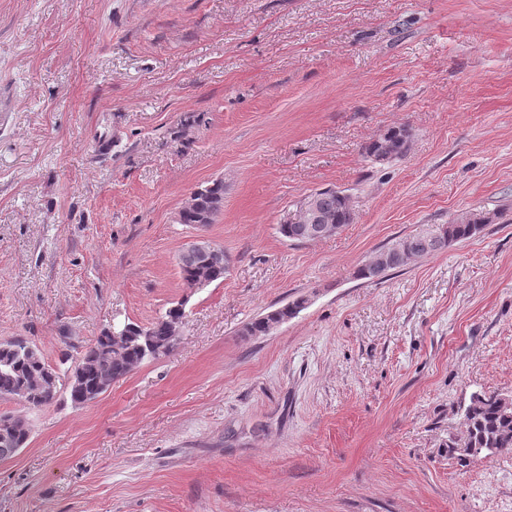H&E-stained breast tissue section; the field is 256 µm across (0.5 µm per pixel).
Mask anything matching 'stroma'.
Wrapping results in <instances>:
<instances>
[{"mask_svg": "<svg viewBox=\"0 0 512 512\" xmlns=\"http://www.w3.org/2000/svg\"><path fill=\"white\" fill-rule=\"evenodd\" d=\"M395 126L407 153L367 158ZM327 187L351 224L283 238ZM201 235L228 271L192 290ZM180 301L175 350L95 402L0 399L30 429L0 512H512V448L448 451L473 394L512 395V0H0V341L64 371ZM223 200L224 182L216 180L212 184L199 189L195 209L183 212L180 216V222L182 224H200V216L203 214H216ZM483 211H475L465 213L455 218L449 224H441L434 233L424 235H413L396 241L390 247L380 251L387 250L388 253L393 252L401 245L403 241H408L413 250L421 255L440 251L449 244L456 241L466 240L478 235L484 228L485 224H489L490 217L483 215ZM305 299L297 298L291 303L267 313L265 316L255 319L246 326L247 334L251 336H263L269 333L272 323L284 322L295 315L304 306Z\"/></svg>", "mask_w": 512, "mask_h": 512, "instance_id": "stroma-1", "label": "stroma"}]
</instances>
